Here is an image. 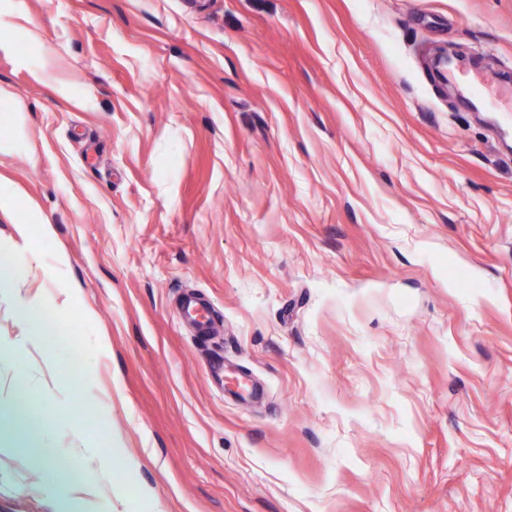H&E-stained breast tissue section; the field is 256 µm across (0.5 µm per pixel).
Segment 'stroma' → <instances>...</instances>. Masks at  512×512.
Wrapping results in <instances>:
<instances>
[{"label":"stroma","mask_w":512,"mask_h":512,"mask_svg":"<svg viewBox=\"0 0 512 512\" xmlns=\"http://www.w3.org/2000/svg\"><path fill=\"white\" fill-rule=\"evenodd\" d=\"M442 50L512 86V0H0V391L69 417L0 512H512V131ZM24 228L21 229L20 234L23 238V251H26L33 257H36L40 239L44 236H48L51 234L52 229L50 224H38L37 229H31L28 226L23 225ZM183 318L196 325L199 334L206 335L211 332L214 325H210L208 318V305L199 299L188 296L182 303Z\"/></svg>","instance_id":"stroma-1"}]
</instances>
